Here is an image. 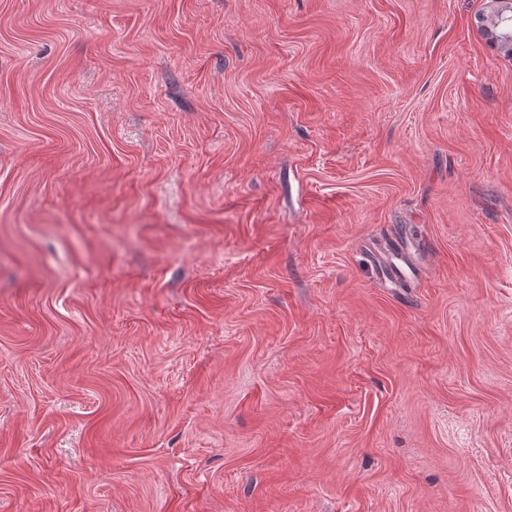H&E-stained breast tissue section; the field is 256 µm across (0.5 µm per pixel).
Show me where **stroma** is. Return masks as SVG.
I'll list each match as a JSON object with an SVG mask.
<instances>
[{"instance_id":"1","label":"stroma","mask_w":512,"mask_h":512,"mask_svg":"<svg viewBox=\"0 0 512 512\" xmlns=\"http://www.w3.org/2000/svg\"><path fill=\"white\" fill-rule=\"evenodd\" d=\"M493 9L0 0V512H512ZM381 275L390 280L405 278L407 273H414L408 249L396 242L387 250L382 249L377 255Z\"/></svg>"}]
</instances>
